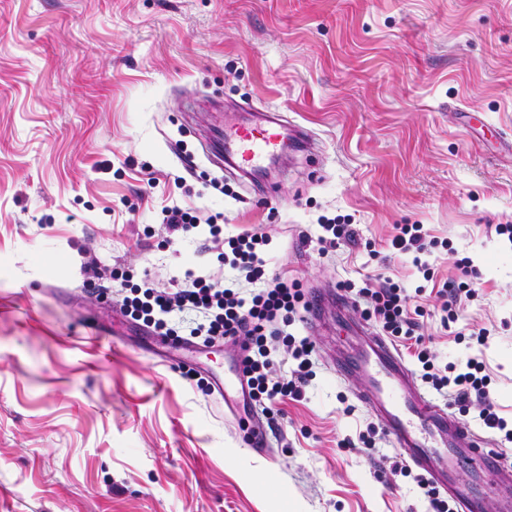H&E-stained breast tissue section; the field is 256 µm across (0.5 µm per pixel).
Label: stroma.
I'll return each instance as SVG.
<instances>
[{
	"label": "stroma",
	"mask_w": 512,
	"mask_h": 512,
	"mask_svg": "<svg viewBox=\"0 0 512 512\" xmlns=\"http://www.w3.org/2000/svg\"><path fill=\"white\" fill-rule=\"evenodd\" d=\"M270 108L311 148L229 168L225 126ZM172 203L268 234L271 272L306 292L352 284L356 317V289L399 282L436 365L482 361L512 417V0H0V512H428L362 377L327 354L351 320L291 326L312 377L251 441L213 389L237 348L164 360L122 316L143 279L232 276L159 224ZM323 215L354 242L319 254ZM398 224L434 240L433 279L389 250ZM465 257L477 293L447 323Z\"/></svg>",
	"instance_id": "obj_1"
}]
</instances>
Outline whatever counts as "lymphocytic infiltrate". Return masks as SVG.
<instances>
[{"instance_id": "1", "label": "lymphocytic infiltrate", "mask_w": 512, "mask_h": 512, "mask_svg": "<svg viewBox=\"0 0 512 512\" xmlns=\"http://www.w3.org/2000/svg\"><path fill=\"white\" fill-rule=\"evenodd\" d=\"M223 218L220 212L202 218L177 206L161 210V221L171 230L194 233L203 238L205 248L222 249L224 265L235 272L236 283L226 285L189 271L182 284L167 291L148 285L133 286L123 296L120 310L131 320L167 336L174 333L170 318L187 316L191 319L189 338L202 339L207 345L241 344L250 399L254 406L270 414L284 398H300L302 385L311 373L313 343L288 331L309 303L297 280L269 275L265 251L270 243L268 235L245 231L225 237ZM361 294L368 301L367 317L374 319L382 331L415 340V357L423 382L455 395L459 402H477L483 425L498 433L500 443L512 444V424L496 411L491 378L482 362L468 359L462 370L452 363L436 367L429 347L418 333L420 323L411 311L410 295L391 279H384L375 288H363ZM278 336L296 363L288 379L271 376L273 359L268 341Z\"/></svg>"}]
</instances>
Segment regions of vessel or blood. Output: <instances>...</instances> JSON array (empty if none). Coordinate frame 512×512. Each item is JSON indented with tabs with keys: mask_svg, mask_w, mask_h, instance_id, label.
<instances>
[{
	"mask_svg": "<svg viewBox=\"0 0 512 512\" xmlns=\"http://www.w3.org/2000/svg\"><path fill=\"white\" fill-rule=\"evenodd\" d=\"M288 137L281 115L229 128L224 133L225 153L241 170L261 168L276 160ZM364 342L353 356L338 364L340 374L359 373L369 386L360 396L382 422L393 448L424 471L458 505L459 512H512V501L462 486L452 479L460 461H467L479 477L512 482V466L504 467L498 453L475 430L455 424L447 406L416 383L398 351L371 326H364Z\"/></svg>",
	"mask_w": 512,
	"mask_h": 512,
	"instance_id": "1",
	"label": "vessel or blood"
}]
</instances>
